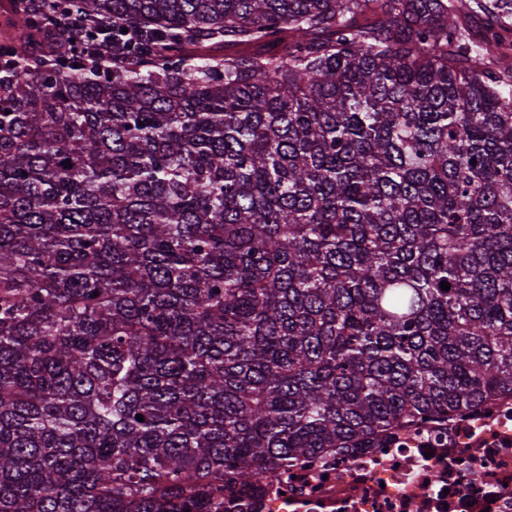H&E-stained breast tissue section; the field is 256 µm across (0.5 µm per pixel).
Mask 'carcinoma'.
Listing matches in <instances>:
<instances>
[{
    "label": "carcinoma",
    "mask_w": 512,
    "mask_h": 512,
    "mask_svg": "<svg viewBox=\"0 0 512 512\" xmlns=\"http://www.w3.org/2000/svg\"><path fill=\"white\" fill-rule=\"evenodd\" d=\"M472 10L17 0L0 512H239L512 397V0ZM475 1L479 3V6L473 4V11L469 16L461 19V24L470 33L474 40L479 41L485 27L492 21V17L483 7L489 0Z\"/></svg>",
    "instance_id": "carcinoma-1"
}]
</instances>
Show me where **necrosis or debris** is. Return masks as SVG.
<instances>
[{
  "instance_id": "1",
  "label": "necrosis or debris",
  "mask_w": 512,
  "mask_h": 512,
  "mask_svg": "<svg viewBox=\"0 0 512 512\" xmlns=\"http://www.w3.org/2000/svg\"><path fill=\"white\" fill-rule=\"evenodd\" d=\"M288 474L258 512H512V398Z\"/></svg>"
}]
</instances>
